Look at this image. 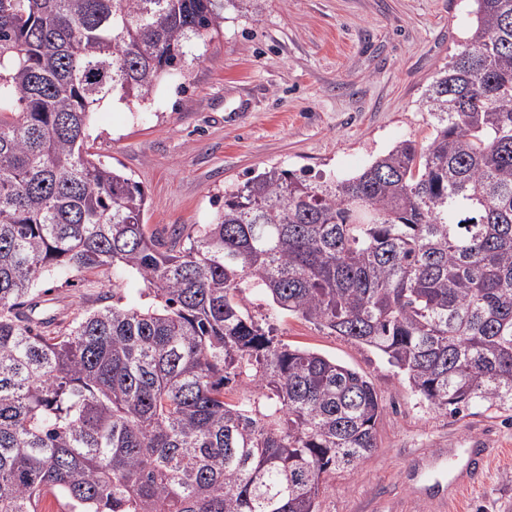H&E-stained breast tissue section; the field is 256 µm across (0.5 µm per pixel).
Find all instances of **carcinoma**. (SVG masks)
I'll return each mask as SVG.
<instances>
[{"label":"carcinoma","mask_w":512,"mask_h":512,"mask_svg":"<svg viewBox=\"0 0 512 512\" xmlns=\"http://www.w3.org/2000/svg\"><path fill=\"white\" fill-rule=\"evenodd\" d=\"M427 86L428 143L311 180L269 166L168 237L86 147L225 14L264 0H0V512H319L376 448L364 375L292 348L246 292L380 354L435 410L512 411V0H474ZM112 271V304L53 334L51 273ZM144 285L128 305L120 281Z\"/></svg>","instance_id":"1"}]
</instances>
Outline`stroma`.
Listing matches in <instances>:
<instances>
[{
    "label": "stroma",
    "instance_id": "obj_1",
    "mask_svg": "<svg viewBox=\"0 0 512 512\" xmlns=\"http://www.w3.org/2000/svg\"><path fill=\"white\" fill-rule=\"evenodd\" d=\"M471 0H266L259 16L226 20L189 72L162 81L151 101L104 103L87 129L91 154L119 167L148 196L144 221L169 233L206 224L225 186L276 164L309 175L350 176L404 139L424 141L423 92L457 52ZM111 275H54L39 284L43 316L98 308ZM247 307L293 347L366 375L383 413L377 446L352 472L330 478L320 512H442L447 475L433 455L512 449V411L473 406L453 416L416 395L380 355L281 312L248 293ZM461 512H512V458L495 460Z\"/></svg>",
    "mask_w": 512,
    "mask_h": 512
}]
</instances>
